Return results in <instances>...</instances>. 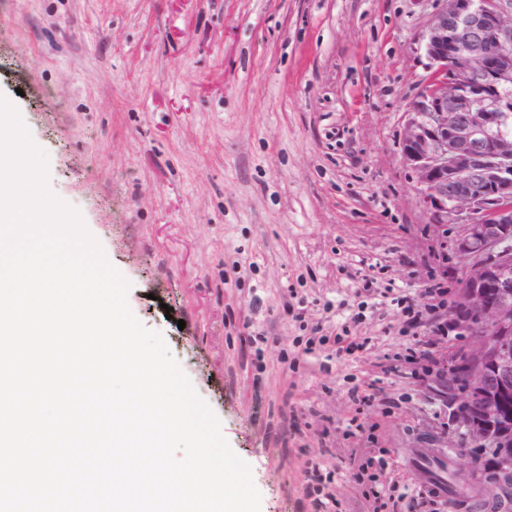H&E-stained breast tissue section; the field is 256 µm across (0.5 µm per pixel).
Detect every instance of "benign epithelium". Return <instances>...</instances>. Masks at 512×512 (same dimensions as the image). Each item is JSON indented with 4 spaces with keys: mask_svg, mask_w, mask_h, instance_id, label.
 Masks as SVG:
<instances>
[{
    "mask_svg": "<svg viewBox=\"0 0 512 512\" xmlns=\"http://www.w3.org/2000/svg\"><path fill=\"white\" fill-rule=\"evenodd\" d=\"M421 49L428 81L410 101L403 165L437 225L460 224L469 260L455 305L473 336L452 372L477 400L458 409L465 436L494 449L497 489L512 484V0H436Z\"/></svg>",
    "mask_w": 512,
    "mask_h": 512,
    "instance_id": "benign-epithelium-1",
    "label": "benign epithelium"
}]
</instances>
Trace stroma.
<instances>
[{
  "mask_svg": "<svg viewBox=\"0 0 512 512\" xmlns=\"http://www.w3.org/2000/svg\"><path fill=\"white\" fill-rule=\"evenodd\" d=\"M434 0H0V95L48 155L47 186L128 281L251 468L261 512H309L308 463L362 512L358 460L427 494L413 457L486 485L447 374L471 339L468 262L400 159ZM450 304L411 325L429 276ZM449 323L439 335L437 322ZM357 342L337 350V334ZM432 342L431 371L384 372Z\"/></svg>",
  "mask_w": 512,
  "mask_h": 512,
  "instance_id": "1",
  "label": "stroma"
}]
</instances>
